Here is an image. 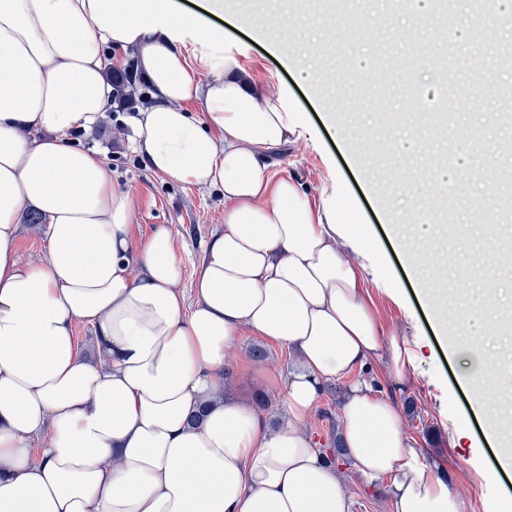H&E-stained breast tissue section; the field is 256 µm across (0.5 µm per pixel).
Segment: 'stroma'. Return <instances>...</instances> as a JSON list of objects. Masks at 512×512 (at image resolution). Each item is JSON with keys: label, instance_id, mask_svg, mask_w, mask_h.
<instances>
[{"label": "stroma", "instance_id": "obj_1", "mask_svg": "<svg viewBox=\"0 0 512 512\" xmlns=\"http://www.w3.org/2000/svg\"><path fill=\"white\" fill-rule=\"evenodd\" d=\"M312 0H280L279 10L288 19L285 35L290 50L313 59L321 74L317 90L296 84L293 72L284 70L267 53L263 42L249 43L242 62L253 82L265 94L287 93L299 110L303 126L301 136L280 148L271 158L273 170L294 177L313 198H325L339 191L368 214L369 225H376L372 207L379 204V188L403 183L408 170L429 174L436 162L447 158L465 131L482 127L487 108L501 110V101L485 105L469 92L473 72L497 73L498 64L485 54L476 53L471 42H454L455 68L460 83L449 88L446 79L434 76L425 86L409 72L411 57L406 51L411 35L399 32L395 24L385 23L386 0H341L335 7L315 9ZM321 21L323 29L304 34L308 18ZM385 23L394 39L390 50L401 62L397 72L382 68V46L363 23ZM365 51L370 61L367 83L346 80L344 60ZM428 96L430 106L460 99L463 106L455 113L448 138L429 142L421 133L424 112L421 96ZM335 107L341 123L356 130L372 129L374 147L363 161L375 186L357 184L336 148L335 131L325 129L322 120L326 107ZM131 110L106 112L92 137L73 135L75 146L99 151L112 169V180L127 193L132 202L134 238L144 241L155 225H171L182 248L187 270H194L202 258L205 244L224 225V194L215 189H200L170 183L149 171L133 152L130 123ZM418 139V152L399 160L395 143L404 136ZM494 186H475L473 181L453 178L448 185L421 183L415 206L434 209L436 200L452 201L459 227L454 243H435L440 259L430 269L431 277L440 280L448 291L449 304H456L462 294H473L483 279L474 269L483 265L481 242L486 235L498 240H512V217L498 210L493 198ZM343 254L362 268L365 286L374 305L378 321L386 334L408 337L421 344L420 359L411 380L401 384L383 373L379 365L362 372L375 395L397 401L402 409L404 428L413 447L429 453L433 462L442 464L450 490L461 499L463 512H494L497 503L512 499V479H489L496 460L495 451L482 438L474 419L469 392L460 390L458 377L468 369L464 356L449 357L431 332L414 296L400 282L385 283L383 269H394L397 260L384 235H377L374 251L365 252L351 240H339ZM263 349L264 359L253 357L254 349ZM233 371L224 385V395L240 399L256 408L273 423L286 416L282 391L289 365L294 362L288 348L264 342L249 332H241L228 351ZM492 370L482 384V392L497 416L512 419V392L499 390L495 373L512 367V350L490 352ZM343 385L328 387L311 409L305 429L317 447H336L342 424L339 406ZM343 489L354 503V512H392L383 485L367 484L352 469L342 472Z\"/></svg>", "mask_w": 512, "mask_h": 512}]
</instances>
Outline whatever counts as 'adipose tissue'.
I'll return each mask as SVG.
<instances>
[{
  "instance_id": "1",
  "label": "adipose tissue",
  "mask_w": 512,
  "mask_h": 512,
  "mask_svg": "<svg viewBox=\"0 0 512 512\" xmlns=\"http://www.w3.org/2000/svg\"><path fill=\"white\" fill-rule=\"evenodd\" d=\"M197 16L172 0H0V512H353L340 467L303 422L327 385L350 379L342 446L368 483L385 482L394 512H462L436 465L412 446L396 401L355 374L372 362L408 379L416 354L384 336L360 270L336 242L375 241L359 209L313 205L292 179L269 176L271 150L301 125L287 95L240 77L241 50L208 26L229 15L306 86L317 75L289 52L279 11L256 16L202 0ZM402 32L431 33V0H391ZM134 53L154 88L132 117L133 145L168 181L224 192L190 291L174 233L156 225L135 246L129 196L98 152L73 146L112 105L107 76ZM203 100L204 114L188 110ZM39 215L48 252L18 253L19 218ZM405 201L381 216L415 295L446 333L449 353L488 352L502 290L488 282L447 321L425 269L440 225L407 224ZM95 330L82 352L73 323ZM293 347L287 418L225 400L226 350L239 332ZM462 377L471 411L498 448L508 436Z\"/></svg>"
}]
</instances>
